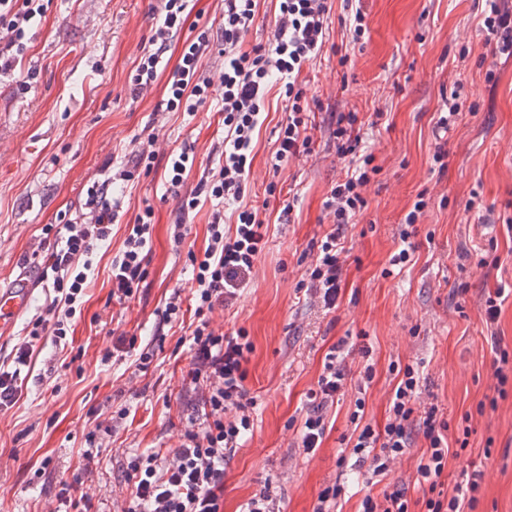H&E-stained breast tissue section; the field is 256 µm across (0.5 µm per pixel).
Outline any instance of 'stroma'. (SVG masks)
Wrapping results in <instances>:
<instances>
[{
    "label": "stroma",
    "mask_w": 512,
    "mask_h": 512,
    "mask_svg": "<svg viewBox=\"0 0 512 512\" xmlns=\"http://www.w3.org/2000/svg\"><path fill=\"white\" fill-rule=\"evenodd\" d=\"M32 20L21 70L32 73L22 90L17 72L0 69V289L18 275L34 286L30 309L0 339V361L14 353L31 320L45 315L51 284L40 274L47 253L45 225L78 211L92 183L111 177L133 140L157 135L167 149L195 147L197 161L224 140L221 93L197 112H163L169 74L161 69L153 88L131 95L140 46L155 28L157 0H44ZM367 29L352 42L342 0L329 18L331 44L301 81L319 99L312 152L273 172L268 159L285 117L278 89L266 99V119L256 136L246 202L265 211L269 242L251 281L232 305L217 310L213 326L245 328L255 350L246 387L258 400L252 437L226 468L224 512L264 487H272L285 512H312L325 486L343 483V512H357L366 488L361 471L338 464L351 432L354 394L328 411L334 427L315 455L295 443L305 395L315 387L322 360L339 338L365 339L373 349L376 377L365 396L364 419L382 423L393 384L390 362L416 358L423 393L434 397L451 423L488 392L493 355L490 331L478 306L482 289L512 284V61L497 62L481 28V0H362ZM347 45L352 63L337 64L335 48ZM494 78H487V71ZM462 88L465 99L447 134L445 169L431 156L444 95ZM387 114L373 124L376 111ZM357 113L361 135L379 168L368 186L367 206L344 232L346 280L336 309L299 298L296 285L315 246L332 227L324 201L344 179L346 166L329 134L333 115ZM278 182L283 192L265 188ZM163 166L128 186L106 245L91 257L90 285L64 344L37 341L29 374L21 376L16 405L0 410V512H44L72 483L87 448L85 435L98 415L122 409L116 430L100 435V463L92 476L88 512H113V482L129 458L148 448H172L181 438L193 399L186 383L190 360L181 334L157 336L158 313L173 291L189 296L191 254L208 243L211 204L191 214L182 243L173 238L176 199ZM427 206L419 219L415 262L385 275L397 247L398 224L417 198ZM293 223L281 224L284 204ZM154 211L146 246L148 275L126 304L110 297L113 258L125 227L145 207ZM496 252L498 269L479 261ZM469 292L452 299L458 276ZM137 337L158 350L146 371L115 354L116 337ZM466 453L449 457L446 488L463 469L486 464L476 512H512V394L473 422ZM420 454L412 449L374 494L408 482Z\"/></svg>",
    "instance_id": "35a3bbf8"
}]
</instances>
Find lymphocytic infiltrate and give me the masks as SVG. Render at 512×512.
<instances>
[{
	"label": "lymphocytic infiltrate",
	"mask_w": 512,
	"mask_h": 512,
	"mask_svg": "<svg viewBox=\"0 0 512 512\" xmlns=\"http://www.w3.org/2000/svg\"><path fill=\"white\" fill-rule=\"evenodd\" d=\"M190 2L159 0L154 33L137 59L131 88L134 96L152 89L173 37L187 20ZM331 9L332 0H279L271 40L248 49L245 36L258 12V0H224L220 33L205 26L184 41L178 62L168 76L167 111H198L207 104L216 85L221 86L224 100V145L216 157L208 159L189 193H182L181 188L194 159L185 150H173L168 155L169 188L178 195L175 240H183L187 219L201 203H218L208 224V244L202 255L192 258L195 286L190 299L173 292L160 315L161 324L168 325L184 319V303H191L194 309L196 324L188 334L187 382L204 413L199 417L187 415L177 447L157 448L128 461L122 480L112 488L116 512H224V465L243 448L246 436L255 429L257 399L245 386L254 345L245 329L228 333L215 330L212 315L245 290L268 243V222L257 208L246 207L243 201L252 173L255 131L264 121L271 81L281 83L287 112L270 159L272 170L280 171L311 152L310 102L299 77L305 67L322 56ZM42 10L41 0H0V43L22 49L31 20ZM482 29L496 55L512 58V0H484ZM216 35L224 44V69L214 80L203 74L202 59ZM332 136L337 154L347 163L345 179L332 186L325 202L337 229L321 242L297 285L310 300L327 309L336 305L347 259L339 231L354 223L364 209V190L378 172L372 153L363 147L357 113H338ZM108 189L105 182L90 186L84 212L55 227L60 244L44 262L45 270L52 274L48 315L35 319L29 341L15 352L13 367H0V409L17 401V381L22 368L30 364L34 340L50 336L59 341L69 333L68 321L88 286L87 256L94 245L109 239L118 217L117 204L109 198ZM231 205L237 212L232 223L226 216ZM152 230V210L148 207L126 227L124 247L113 258L110 275L112 296L118 302L134 299L146 278L145 247ZM507 298L502 284L484 291L480 308L491 329L494 394L479 401L474 412L465 413L455 427L444 418L437 402L423 398L419 364L415 361L396 362L390 367L394 384L384 424L364 422L362 393L375 376L371 349L361 348L364 365L355 375L346 363L351 353L347 339H338L330 347L317 386L307 393L297 445L306 454H315L329 431V408L345 396L350 384H357L360 396L350 415L353 430L349 454L366 467L364 483L369 491L360 501V512H412L416 503L421 504L423 512H475L485 480L484 467L462 471L449 491L442 478L450 455L468 448L473 417L496 408L499 400L511 394L507 385L512 382V345L496 329ZM418 443L423 451L417 460L413 487L421 492L420 501H412L404 488L380 498L374 496L371 486L388 476Z\"/></svg>",
	"instance_id": "f902f5d3"
}]
</instances>
